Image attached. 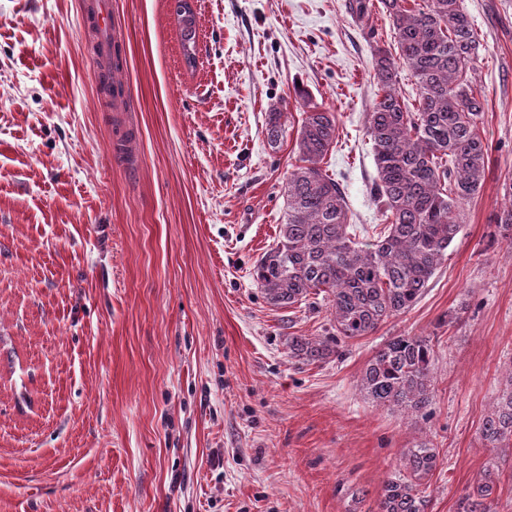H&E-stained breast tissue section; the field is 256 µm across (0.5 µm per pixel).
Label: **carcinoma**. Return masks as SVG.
Listing matches in <instances>:
<instances>
[{"label": "carcinoma", "instance_id": "cac0c4a2", "mask_svg": "<svg viewBox=\"0 0 512 512\" xmlns=\"http://www.w3.org/2000/svg\"><path fill=\"white\" fill-rule=\"evenodd\" d=\"M388 14L398 53L373 46L377 96L367 115L376 178L371 194L387 224L363 241L349 223L340 183L320 167L338 138L336 113L312 106L303 111L296 150L301 165L289 175L287 210L278 239L256 262L252 278L268 304L295 308L323 296L331 305L333 334L288 337V356L301 364L343 356L350 340L370 336L389 319L408 312L428 288L463 224L464 205L481 189L489 144L479 121L485 103L472 80L479 41L458 0H355L359 19L372 8ZM184 26L186 63L195 61L194 19L177 2ZM407 69L418 86V106L399 91ZM283 113L268 115L272 148L285 133ZM509 204L493 223L512 242V183ZM435 345L427 336H394L366 362L360 391L379 406L395 408L412 422L427 417L434 398ZM482 440L491 448L512 446V369L505 388L482 420ZM404 474L387 480L377 512H429L425 481L439 455L426 442L400 452ZM498 473L486 470L463 494L456 512H493Z\"/></svg>", "mask_w": 512, "mask_h": 512}]
</instances>
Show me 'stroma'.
Instances as JSON below:
<instances>
[{
	"instance_id": "1",
	"label": "stroma",
	"mask_w": 512,
	"mask_h": 512,
	"mask_svg": "<svg viewBox=\"0 0 512 512\" xmlns=\"http://www.w3.org/2000/svg\"><path fill=\"white\" fill-rule=\"evenodd\" d=\"M189 3L192 67L176 0H111L121 122L84 0H0V512H376L421 440L430 512L492 466L494 512H512V447L480 436L512 368V243L488 241L512 181V0H459L491 150L447 260L410 311L310 366L288 339L328 335V304L271 307L251 271L283 220L298 94L337 116L322 168L350 223H382L365 125L392 22L352 0ZM407 335L436 351L414 425L357 387Z\"/></svg>"
}]
</instances>
